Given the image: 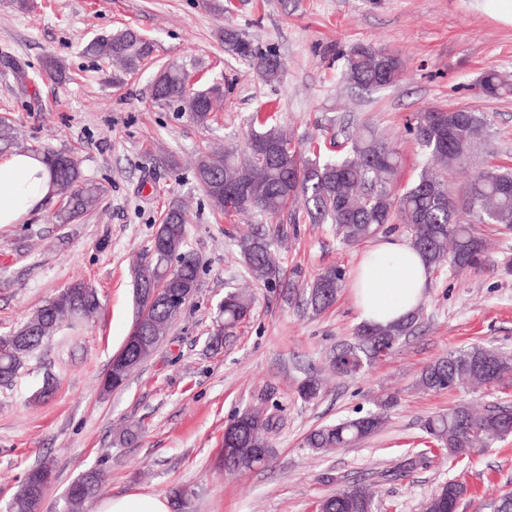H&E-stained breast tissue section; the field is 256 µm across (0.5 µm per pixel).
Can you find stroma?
Segmentation results:
<instances>
[{"mask_svg":"<svg viewBox=\"0 0 512 512\" xmlns=\"http://www.w3.org/2000/svg\"><path fill=\"white\" fill-rule=\"evenodd\" d=\"M487 0H34L22 10L0 0V116L10 117L21 147L44 145L72 154L85 179L104 189L99 206L70 224L55 223L49 199L20 224L0 228V333L16 328L70 282L95 288L99 313L76 330L62 329L30 355L12 388H0V512L25 474L49 463L53 481L43 512H54L69 484L87 470L107 474L100 495H168L193 491L190 512H316L336 489L367 485L378 512H422L441 484L463 483L457 512H495L512 492V435L467 464L435 458L397 471L400 458L428 445L426 420L462 405L512 404V381L495 387L441 391L416 385L421 372L450 351L474 344L512 351V229L479 224L489 248L481 269L433 274L415 332L352 376L329 362L352 342L361 320L349 287L321 312L306 304L307 285L323 269L352 273L371 246L339 243L331 225L300 220L278 248L279 283L251 282L237 243L260 216L212 211L193 174L207 146L244 147L250 118L276 113L302 151L332 153L334 143L365 128L396 138L407 184L427 156L406 130L416 112L463 108L489 122L470 157L448 171L451 187L491 166L512 167V95L488 99L475 87L497 68L512 80V24L487 12ZM232 26L283 64L280 81L261 79L225 48ZM131 28L154 51L138 71L113 81L110 61L85 55L97 35ZM357 44L398 55L404 72L393 86L362 90L342 79ZM27 74L46 58L66 67L59 83L21 89L2 57ZM174 63L198 87L226 84L222 109L202 127L177 106L152 97L155 73ZM186 204L191 249L199 258V290L182 308L153 354L125 386L101 395L100 381L130 333L137 312L133 269L149 254L160 217ZM248 288V321L208 348L218 305L228 288ZM323 381L316 399L296 386L305 374ZM54 394L35 401L46 377ZM392 394L395 406L376 435L349 448L315 453L306 435L321 425L372 410ZM255 407L276 419L266 467L221 472L224 428ZM136 438L120 442V425Z\"/></svg>","mask_w":512,"mask_h":512,"instance_id":"35a3bbf8","label":"stroma"}]
</instances>
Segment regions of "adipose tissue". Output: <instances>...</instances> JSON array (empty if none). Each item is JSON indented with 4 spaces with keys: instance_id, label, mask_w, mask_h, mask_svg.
<instances>
[{
    "instance_id": "adipose-tissue-1",
    "label": "adipose tissue",
    "mask_w": 512,
    "mask_h": 512,
    "mask_svg": "<svg viewBox=\"0 0 512 512\" xmlns=\"http://www.w3.org/2000/svg\"><path fill=\"white\" fill-rule=\"evenodd\" d=\"M54 188L41 155L16 151L0 159V226L21 223ZM431 285L424 258L411 245L390 237L363 256L350 288L362 321L389 324L415 309Z\"/></svg>"
}]
</instances>
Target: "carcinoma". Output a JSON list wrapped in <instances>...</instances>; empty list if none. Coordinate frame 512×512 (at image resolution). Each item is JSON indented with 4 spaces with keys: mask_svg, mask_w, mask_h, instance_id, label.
Masks as SVG:
<instances>
[{
    "mask_svg": "<svg viewBox=\"0 0 512 512\" xmlns=\"http://www.w3.org/2000/svg\"><path fill=\"white\" fill-rule=\"evenodd\" d=\"M239 34L224 29V44L242 59L250 62L267 82H276L281 76V64L276 54L262 51L252 43L239 49L235 41ZM84 52L108 59L122 73L137 71L151 54V43L130 28L101 34L87 43ZM24 88L35 81L57 82L62 78L63 65L49 57L42 69L30 77L22 69L5 60ZM402 74L401 59L368 45L353 47L345 59L343 79L349 83L381 88L395 84ZM478 91L492 98L512 94V82L499 70H485L477 84ZM153 97L164 103L178 105L198 124L206 127L214 120L216 102L224 98L223 88L214 83L204 89L190 86L188 73L180 68L162 70L154 83ZM249 142L265 141L278 155L269 159L246 152L241 156L233 147L222 151L199 153L194 174L208 196L212 209L222 215L231 212L254 211L274 223L266 232H255L238 241L240 256L250 277L270 286L280 280L282 269L274 249V238L287 234L284 225L275 223L285 212H290V223L296 224L297 208H303L313 224H331L340 243L350 246L370 239L382 232L388 224H404L411 234V246L425 259L431 271L448 265L452 268L479 269L485 253L484 240L473 225L488 221L512 228V170H496L492 182L482 180V172L471 176L458 190L461 208L456 211L443 203L450 187L447 171L424 168L417 178L403 189H398L401 166L397 148L373 131L351 142L346 151L339 150L325 159L315 154L304 157L291 147V142L279 130L274 114L256 113L251 123ZM456 138L468 145L483 137L488 128L487 119L474 112L462 115ZM448 129V113L422 110L416 113L409 131L420 146L448 166H454L466 156L456 148L453 139L442 134ZM19 148L16 126L0 119V154ZM43 155L59 200L55 218L59 224H70L94 210L103 196V188L83 178L78 161L48 147L32 149ZM224 184L249 188V201L239 196H217L212 192L211 178ZM189 219L182 203L171 205L159 223V230L167 233L168 249L163 258L153 256L138 265L135 279L137 288H158L165 278V265L176 263V272L182 274L188 285L183 297L198 290L199 259L188 248ZM342 271L330 266L308 285L307 304L315 311L329 307L342 287ZM140 312L136 323L144 328L150 341L157 347L179 315L182 304H171L158 298L151 306L137 301ZM100 309L95 289L82 280H74L48 300L26 321L25 336L15 332L0 334V386L13 385L24 359L48 342L63 323L70 325L93 318ZM252 310V299L242 291H229L219 305L220 321L210 338L215 346L222 344L224 331L237 326ZM420 317V309L413 310L405 319L379 325L365 323L356 332V341L340 350L333 360V368L340 375H354L371 362L389 354L400 339L409 335ZM147 347V348H149ZM147 348L135 353L130 366L115 375L121 385L131 372L142 364ZM512 376V355L474 344L453 351L448 357L425 368L418 380L428 390L475 385L493 386ZM322 387L318 378H308L298 386L302 399L316 398ZM394 403V397L380 400V411L324 425L309 433L305 447L315 453L348 448L378 432L386 423L385 410ZM274 417L257 409H246L240 419L228 428L236 441L237 455L224 465L228 471L252 470L268 462L266 448L268 435L274 428ZM425 431L436 444L404 458L400 468L406 471L426 465L431 458L443 456L451 461H465L491 441L512 434V409L493 406L475 412L460 406L430 418ZM50 469L45 464L31 469L25 475L12 503L10 512H39L43 494L37 485L38 475ZM105 480L104 470L91 469L69 486L58 505V512H82L84 505L98 496ZM465 486L455 480L444 483L425 502L424 512H456ZM376 510L370 490L359 484L336 490L323 498L317 512H367Z\"/></svg>",
    "mask_w": 512,
    "mask_h": 512,
    "instance_id": "cac0c4a2",
    "label": "carcinoma"
}]
</instances>
